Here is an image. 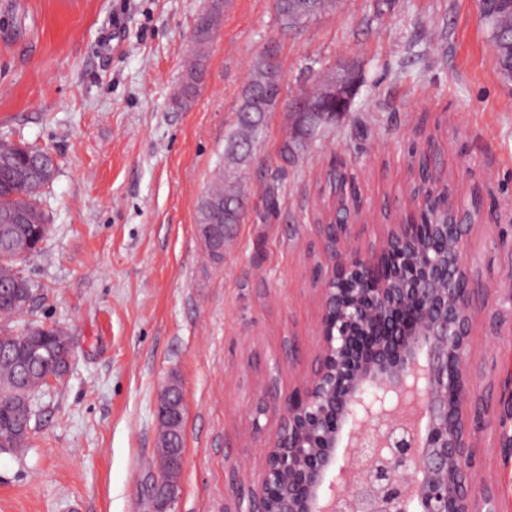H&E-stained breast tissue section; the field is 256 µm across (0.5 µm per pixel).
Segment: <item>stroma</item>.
Instances as JSON below:
<instances>
[{
    "label": "stroma",
    "instance_id": "1",
    "mask_svg": "<svg viewBox=\"0 0 512 512\" xmlns=\"http://www.w3.org/2000/svg\"><path fill=\"white\" fill-rule=\"evenodd\" d=\"M0 8V139L48 150L58 172L41 206L49 233L16 270L39 285L31 316L73 340L67 376L42 396L22 452H0V512H134L158 472L157 406L185 398L184 453L169 512H236L233 464L260 480L258 384L285 391L317 345L322 241L318 185L334 161L355 175L361 247L410 206L411 147L435 140L457 200L512 210V81L501 79L479 0H337L282 29L273 0H226L189 107L173 96L209 0H10ZM275 50L282 92L345 64L361 81L347 116L294 165L276 109L243 168L248 210L210 259L198 204L224 164V140L256 59ZM277 184L275 204L266 188ZM465 261L484 291L472 325L476 491L512 512V229L473 225Z\"/></svg>",
    "mask_w": 512,
    "mask_h": 512
}]
</instances>
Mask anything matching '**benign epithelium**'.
Returning <instances> with one entry per match:
<instances>
[{
  "instance_id": "benign-epithelium-1",
  "label": "benign epithelium",
  "mask_w": 512,
  "mask_h": 512,
  "mask_svg": "<svg viewBox=\"0 0 512 512\" xmlns=\"http://www.w3.org/2000/svg\"><path fill=\"white\" fill-rule=\"evenodd\" d=\"M325 112L309 131L348 112ZM437 172L413 188V208L379 245L354 244L356 220H323L318 354L311 374L284 394L265 386L252 409L280 425L263 445L257 485L239 482L237 512H497L465 484L480 456L467 402L475 394L471 326L476 295L462 257L479 204L447 200L453 237L432 260L418 222L433 206ZM411 310L414 318L402 320Z\"/></svg>"
}]
</instances>
